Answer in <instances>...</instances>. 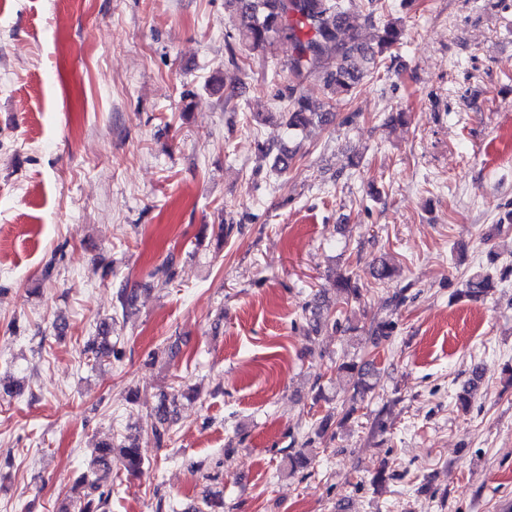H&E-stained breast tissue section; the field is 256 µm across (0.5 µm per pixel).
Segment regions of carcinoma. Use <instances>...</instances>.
Masks as SVG:
<instances>
[{"mask_svg": "<svg viewBox=\"0 0 512 512\" xmlns=\"http://www.w3.org/2000/svg\"><path fill=\"white\" fill-rule=\"evenodd\" d=\"M364 4L362 0H225L234 14L235 31L233 41L228 43L227 65L240 71L242 52H265L279 41L290 43L293 55L288 63V78L278 90V97L286 102V110L279 113L281 123L290 133L300 132L316 121L330 125L336 119L334 109L343 98L352 95L365 76L380 68L384 54L399 44L404 35L398 22L387 20L379 25L371 23L375 29L371 39H357L352 34V19ZM310 76L327 95L326 109L322 112L311 111V98L296 85ZM336 287L356 301L361 299L360 288L351 274L337 279ZM495 287L497 283L492 276L476 272L466 281L465 295L481 298ZM324 310L318 292L311 305L313 330H318L324 319L332 321L335 328L342 326L340 318ZM87 350L97 361L121 358L106 335L88 344ZM337 371L345 373L354 387L364 392L373 389L366 377L375 371L374 360H344L337 365ZM168 400L169 397H163L156 407L157 424L151 428L153 438L160 445L169 439ZM114 462L133 476L144 471L143 459L135 445L98 446L91 460L92 479L88 481L89 488L98 493V499L87 500L76 512H107Z\"/></svg>", "mask_w": 512, "mask_h": 512, "instance_id": "cac0c4a2", "label": "carcinoma"}]
</instances>
